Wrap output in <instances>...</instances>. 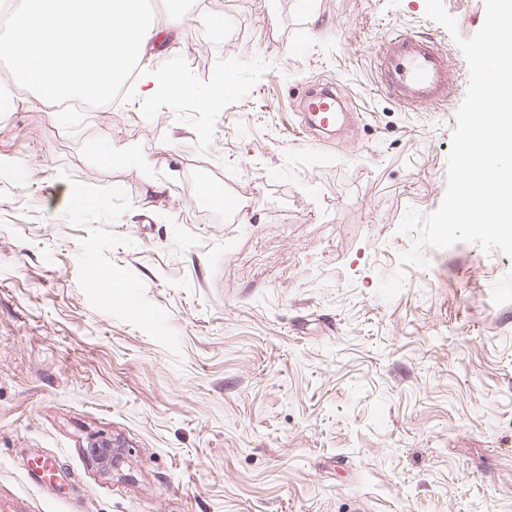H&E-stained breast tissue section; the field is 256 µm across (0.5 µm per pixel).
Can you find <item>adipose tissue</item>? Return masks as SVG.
I'll return each instance as SVG.
<instances>
[{
	"label": "adipose tissue",
	"mask_w": 512,
	"mask_h": 512,
	"mask_svg": "<svg viewBox=\"0 0 512 512\" xmlns=\"http://www.w3.org/2000/svg\"><path fill=\"white\" fill-rule=\"evenodd\" d=\"M183 22V15L173 13L166 27H158L143 0H22L0 53L10 62L13 80L53 105L68 97L104 98L115 84L118 63L129 59L144 98H190L208 108L224 96L229 72L218 71L203 95L150 62L152 48Z\"/></svg>",
	"instance_id": "adipose-tissue-1"
}]
</instances>
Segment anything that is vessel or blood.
I'll return each instance as SVG.
<instances>
[{
    "label": "vessel or blood",
    "mask_w": 512,
    "mask_h": 512,
    "mask_svg": "<svg viewBox=\"0 0 512 512\" xmlns=\"http://www.w3.org/2000/svg\"><path fill=\"white\" fill-rule=\"evenodd\" d=\"M376 73L382 90L407 110L439 106L450 97L453 68L430 36L391 31L378 51ZM343 100L331 84L305 91L299 101L305 130L317 127V113L332 111Z\"/></svg>",
    "instance_id": "b4317fda"
}]
</instances>
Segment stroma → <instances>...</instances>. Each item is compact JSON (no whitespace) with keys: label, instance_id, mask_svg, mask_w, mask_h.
I'll list each match as a JSON object with an SVG mask.
<instances>
[{"label":"stroma","instance_id":"1","mask_svg":"<svg viewBox=\"0 0 512 512\" xmlns=\"http://www.w3.org/2000/svg\"><path fill=\"white\" fill-rule=\"evenodd\" d=\"M174 5L153 65L202 91L227 70L212 108L129 85L53 119L0 58V512H512V256L427 248L378 293L407 209L445 194L484 0H444L453 35L425 0H224L230 37L209 0H156L157 25ZM395 28L446 50V104L376 90ZM324 83L354 114L304 137L296 102ZM44 456L55 479L30 478Z\"/></svg>","mask_w":512,"mask_h":512}]
</instances>
